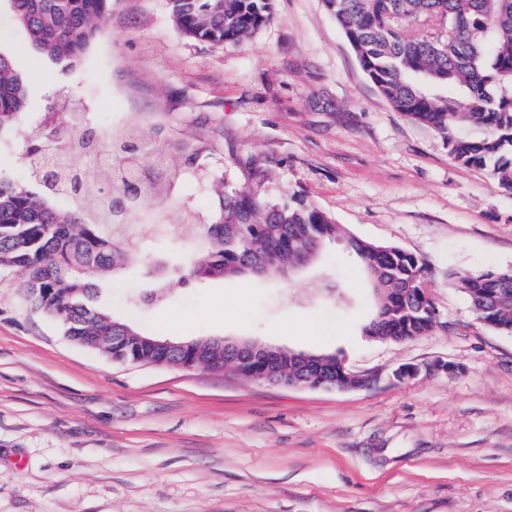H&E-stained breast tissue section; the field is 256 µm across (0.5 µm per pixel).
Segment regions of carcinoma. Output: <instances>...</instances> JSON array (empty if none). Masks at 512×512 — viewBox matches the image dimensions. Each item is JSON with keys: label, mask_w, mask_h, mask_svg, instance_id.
Masks as SVG:
<instances>
[{"label": "carcinoma", "mask_w": 512, "mask_h": 512, "mask_svg": "<svg viewBox=\"0 0 512 512\" xmlns=\"http://www.w3.org/2000/svg\"><path fill=\"white\" fill-rule=\"evenodd\" d=\"M14 21L34 49L51 60L80 58L96 39L111 0H8ZM181 34L211 44H236L266 23L272 0H170ZM342 29L363 70L397 112L437 131L458 164L479 168L500 189L512 192V0H322ZM438 19L443 32L406 34L411 20ZM26 90L10 56L0 51V131L18 123ZM483 131L471 138L463 128ZM86 153L112 166V176L92 179L89 168L61 171L45 151ZM196 143L173 148L160 142L103 137L86 119L63 113L61 132L30 135L26 170L37 184L0 180V268L26 275L27 297L37 309L60 318L65 335L87 337L88 345L112 355V315L95 305L96 276L114 271L138 255L127 231L129 217L112 214V197L134 188L153 206L157 230L172 229L168 211ZM218 210L204 225L207 244L192 251L183 282L236 278L261 262L259 274L273 276L293 267L302 254L298 239L323 245L345 237V229L303 197L274 203L244 189H213ZM112 226L113 237L102 232ZM378 309L386 315L369 336L405 342L429 332L437 311L425 287L427 266L397 246L350 237ZM475 319L512 334V269L452 274ZM192 343L205 357L224 360V346L211 339Z\"/></svg>", "instance_id": "carcinoma-1"}]
</instances>
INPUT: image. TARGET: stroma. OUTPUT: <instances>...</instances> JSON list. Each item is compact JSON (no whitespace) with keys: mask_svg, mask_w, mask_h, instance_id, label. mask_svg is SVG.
I'll use <instances>...</instances> for the list:
<instances>
[{"mask_svg":"<svg viewBox=\"0 0 512 512\" xmlns=\"http://www.w3.org/2000/svg\"><path fill=\"white\" fill-rule=\"evenodd\" d=\"M0 47L29 122L61 97L93 99L89 122L113 135L207 144L185 169L171 235L130 217L141 257L99 279L100 307L163 340L334 354L375 378L295 388L115 362L70 341L30 306L23 274L2 268L0 512H512V334L479 323L448 279L512 268V193L391 108L322 0H274L236 45L185 38L169 0H112L71 63L34 51L0 0ZM220 181L278 203L303 196L350 235L420 256L437 324L406 342L365 336L376 301L342 240L289 276L175 283L142 302L199 243ZM327 270L339 288L311 291ZM407 364L421 373L398 380Z\"/></svg>","mask_w":512,"mask_h":512,"instance_id":"35a3bbf8","label":"stroma"}]
</instances>
